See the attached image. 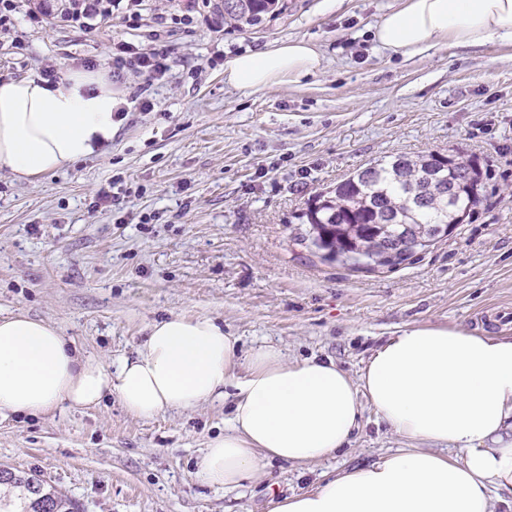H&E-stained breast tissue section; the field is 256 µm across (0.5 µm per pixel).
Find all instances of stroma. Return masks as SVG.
<instances>
[{"instance_id": "stroma-1", "label": "stroma", "mask_w": 512, "mask_h": 512, "mask_svg": "<svg viewBox=\"0 0 512 512\" xmlns=\"http://www.w3.org/2000/svg\"><path fill=\"white\" fill-rule=\"evenodd\" d=\"M400 2L285 0L238 32L212 24L202 0H121L86 25L62 19L61 0H14L0 81L108 71L123 52L155 49L167 71L124 70L112 88L128 116L91 157L34 183L0 168V317L50 320L79 352L114 363L152 321L208 316L240 351L267 342L354 378L407 327L512 336V45L393 56L372 27ZM297 38L323 52L315 76L225 84L228 55ZM430 151L476 158L485 200L413 262L356 271L293 240L317 193L385 156ZM102 192L108 203L95 205ZM230 414L214 402L138 419L112 397L1 417L0 466L40 474L81 512H272L407 445L367 406L336 457L304 469L276 459L222 490L194 471Z\"/></svg>"}]
</instances>
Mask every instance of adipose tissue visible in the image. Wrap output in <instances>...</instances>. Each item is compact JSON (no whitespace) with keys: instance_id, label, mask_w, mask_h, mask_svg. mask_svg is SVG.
<instances>
[{"instance_id":"1","label":"adipose tissue","mask_w":512,"mask_h":512,"mask_svg":"<svg viewBox=\"0 0 512 512\" xmlns=\"http://www.w3.org/2000/svg\"><path fill=\"white\" fill-rule=\"evenodd\" d=\"M379 48L410 59L443 41L512 44V0H402L373 26ZM324 61L311 41L227 57L225 84L260 91L298 84ZM120 104L102 72L0 81V167L31 181L93 155L112 139ZM117 396L134 417L232 399L231 423L209 439L194 477L234 489L280 459L304 467L351 441L363 404L409 445L321 480L272 512H495L512 492V336L409 327L367 359L359 377L316 356L288 360L272 345L238 353L212 318L154 322L118 367L90 359L50 322L0 317V417L97 406Z\"/></svg>"}]
</instances>
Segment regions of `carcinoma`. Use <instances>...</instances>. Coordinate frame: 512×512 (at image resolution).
Listing matches in <instances>:
<instances>
[{
  "instance_id": "carcinoma-1",
  "label": "carcinoma",
  "mask_w": 512,
  "mask_h": 512,
  "mask_svg": "<svg viewBox=\"0 0 512 512\" xmlns=\"http://www.w3.org/2000/svg\"><path fill=\"white\" fill-rule=\"evenodd\" d=\"M225 0H205L214 19L230 30L247 31L261 25L278 11L280 0H247L236 11L222 8ZM434 153L409 156L396 154L371 163L341 181L331 191L314 196L302 214L294 239L307 244L326 261L330 254L352 251L347 242L353 232L360 239L385 238L403 242L420 232L438 242L446 237L454 212L474 213L482 203L481 170L471 157L451 155L453 165L435 166V178L427 180L429 160ZM457 192L448 195V186ZM367 262L346 260L355 270H393L383 253H369ZM0 485L25 488L29 502L26 512H79L68 498L47 490L42 480L23 479L0 469Z\"/></svg>"
}]
</instances>
